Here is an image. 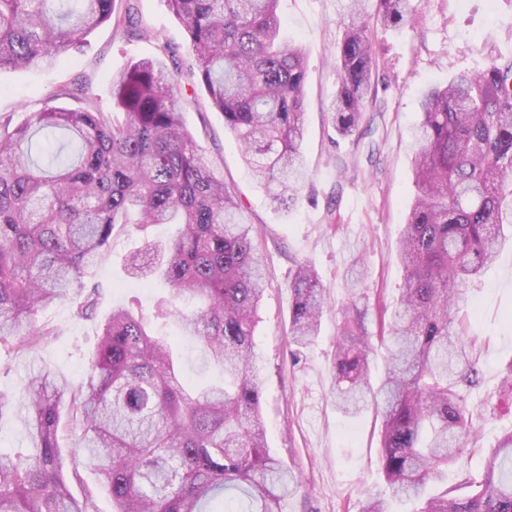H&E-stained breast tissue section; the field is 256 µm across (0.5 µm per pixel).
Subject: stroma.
Returning a JSON list of instances; mask_svg holds the SVG:
<instances>
[{"mask_svg":"<svg viewBox=\"0 0 512 512\" xmlns=\"http://www.w3.org/2000/svg\"><path fill=\"white\" fill-rule=\"evenodd\" d=\"M146 35L104 25L87 36L75 61L47 70L0 72V114L15 123L25 109L61 85L91 78L93 90L107 95L108 77L131 62L159 56L161 44L187 57V34L163 0H134ZM415 14L393 28L371 23L375 46V89L364 113L372 122L373 148L343 138L331 126L327 106L338 88L334 53L343 34L338 0H283L285 30L307 56L306 133L303 156L307 179L287 211L270 207L242 160L238 141L224 117L209 107L203 90L183 86V120L210 157L225 184L245 205L265 265L266 292L254 332L262 380V416L273 455L299 474L300 486L286 512H362L368 495L388 498L379 463L380 421L373 411L350 417L330 396L338 309L350 299L345 271L364 253L369 315L365 326L378 338L382 315L391 313L405 272L396 242L415 196L414 128L424 90L444 85L461 72L481 70L489 58L512 57V0H414ZM178 232L166 224L138 230L116 227L104 256L88 279L103 291L94 320L76 321L69 305L56 304L37 315L60 335L16 358L0 356V391L20 389L34 369L47 367L75 385L87 376L94 357L98 321L113 306L153 312L162 287L130 281L126 257L145 242H166ZM310 261L327 289L330 308L312 345L296 350L288 329V282L296 262ZM469 333L480 384L466 399L478 425V448L449 468L430 493L457 487L466 472L482 468L483 449L512 430V409L497 408L496 388L512 362V247H504L479 282L469 288Z\"/></svg>","mask_w":512,"mask_h":512,"instance_id":"35a3bbf8","label":"stroma"}]
</instances>
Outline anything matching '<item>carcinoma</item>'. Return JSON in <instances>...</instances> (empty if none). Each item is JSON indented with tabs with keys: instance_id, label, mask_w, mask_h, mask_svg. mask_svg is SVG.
<instances>
[{
	"instance_id": "obj_1",
	"label": "carcinoma",
	"mask_w": 512,
	"mask_h": 512,
	"mask_svg": "<svg viewBox=\"0 0 512 512\" xmlns=\"http://www.w3.org/2000/svg\"><path fill=\"white\" fill-rule=\"evenodd\" d=\"M164 2L186 30L188 66L164 43L173 69L157 58L132 62L110 78L109 107L88 79L32 104L22 124L0 114V353L17 355L56 335L36 322L55 303L68 304L78 321L94 318L100 291L87 284L86 267L116 225H182L177 239L127 259L129 278L163 279L167 298L149 316L112 308L85 383L40 368L18 395L0 392V417L21 414L31 441L27 453L0 450V512H98L102 494L113 512H212L217 499L243 512H285L300 484L267 448L260 412L253 336L262 253L237 194L183 122L180 82L203 87L280 209L306 178L305 51L283 37L281 0ZM414 11L412 0H345L338 89L328 105L339 136L359 131L372 87L370 21L399 27ZM102 25L143 31L131 0H0V70L67 62ZM420 112L415 200L398 243L405 280L390 336H381L390 342L384 376L370 384L360 251L347 271L352 301L342 309L331 392L347 416L370 407L380 416L391 498L422 499L419 512H512V432L483 471L465 474L470 495H427L476 435L466 395L480 379L463 306L468 285L512 241V58L493 57L480 71L429 87ZM56 129L75 135L74 157L34 156V136ZM288 288L289 335L306 347L319 335L328 295L308 261L296 263ZM187 299L196 307L184 312ZM172 318L222 370V383L188 390L173 340L158 330ZM70 439L95 484L69 468L62 442Z\"/></svg>"
}]
</instances>
